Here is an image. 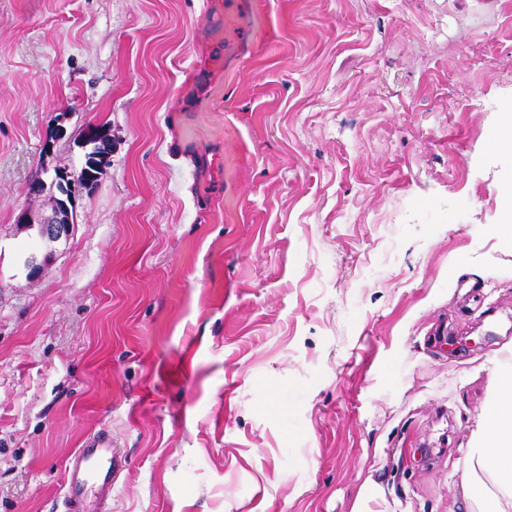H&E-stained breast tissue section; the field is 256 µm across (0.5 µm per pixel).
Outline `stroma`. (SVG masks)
<instances>
[{
	"label": "stroma",
	"mask_w": 512,
	"mask_h": 512,
	"mask_svg": "<svg viewBox=\"0 0 512 512\" xmlns=\"http://www.w3.org/2000/svg\"><path fill=\"white\" fill-rule=\"evenodd\" d=\"M252 2L0 0V512H58L104 427L111 512H354L368 479L369 512H472L512 364V14ZM91 127L48 242L17 218ZM93 151L95 150H92L91 152ZM91 152H88L85 155V162L79 171L73 173H55L56 175L53 181L58 186V205L51 216L44 218L38 223L44 224L42 225L43 233L41 234V237H47L53 242L60 241L61 239L66 240L68 238L72 224V206L75 201V195L78 192L75 188V183L79 178H83L84 175L86 177L88 172L94 175H96L94 172L97 174L99 173V169H93L94 172L90 169L97 167V156H95V154H90ZM81 171L83 172V175L80 177Z\"/></svg>",
	"instance_id": "stroma-1"
}]
</instances>
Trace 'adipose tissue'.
Segmentation results:
<instances>
[{
  "label": "adipose tissue",
  "instance_id": "adipose-tissue-1",
  "mask_svg": "<svg viewBox=\"0 0 512 512\" xmlns=\"http://www.w3.org/2000/svg\"><path fill=\"white\" fill-rule=\"evenodd\" d=\"M498 382L466 456L465 494L475 512H512V368L502 370Z\"/></svg>",
  "mask_w": 512,
  "mask_h": 512
}]
</instances>
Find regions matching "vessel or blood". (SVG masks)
<instances>
[{
  "instance_id": "obj_1",
  "label": "vessel or blood",
  "mask_w": 512,
  "mask_h": 512,
  "mask_svg": "<svg viewBox=\"0 0 512 512\" xmlns=\"http://www.w3.org/2000/svg\"><path fill=\"white\" fill-rule=\"evenodd\" d=\"M127 460L107 431H99L77 449L64 469L63 512H110L123 484Z\"/></svg>"
}]
</instances>
